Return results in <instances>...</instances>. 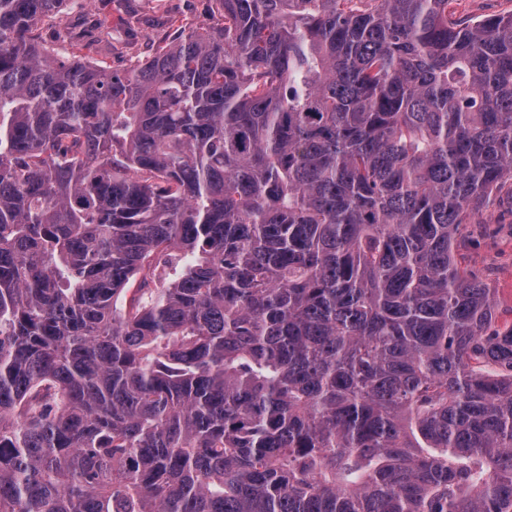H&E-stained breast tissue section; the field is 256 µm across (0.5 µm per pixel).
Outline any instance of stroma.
<instances>
[{
  "label": "stroma",
  "mask_w": 512,
  "mask_h": 512,
  "mask_svg": "<svg viewBox=\"0 0 512 512\" xmlns=\"http://www.w3.org/2000/svg\"><path fill=\"white\" fill-rule=\"evenodd\" d=\"M177 22L210 24L208 0H129L122 10L112 0H92L88 6L66 0L61 12L38 24L33 36L64 62L78 43L95 41L93 59L123 72L144 60ZM468 235L465 264L493 288L498 324L512 323V204H494L482 223L469 225Z\"/></svg>",
  "instance_id": "1"
}]
</instances>
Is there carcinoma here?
Wrapping results in <instances>:
<instances>
[{"mask_svg":"<svg viewBox=\"0 0 512 512\" xmlns=\"http://www.w3.org/2000/svg\"><path fill=\"white\" fill-rule=\"evenodd\" d=\"M65 2L0 0V512H512V14L209 0L117 73ZM470 224L469 242L463 251L467 269L495 288L498 325L512 323V204L495 203L482 220Z\"/></svg>","mask_w":512,"mask_h":512,"instance_id":"cac0c4a2","label":"carcinoma"}]
</instances>
